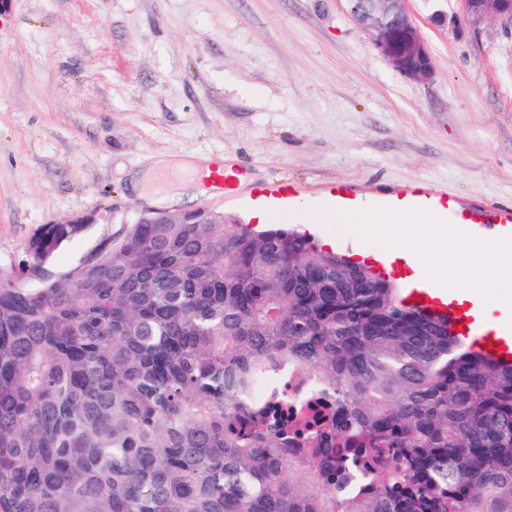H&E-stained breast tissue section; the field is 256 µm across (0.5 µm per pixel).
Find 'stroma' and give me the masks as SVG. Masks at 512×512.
<instances>
[{"label":"stroma","instance_id":"1","mask_svg":"<svg viewBox=\"0 0 512 512\" xmlns=\"http://www.w3.org/2000/svg\"><path fill=\"white\" fill-rule=\"evenodd\" d=\"M434 66L395 71L343 0H11L0 13V268L47 224L86 213L55 254L67 272L148 209L134 173L164 156L239 169L234 194L192 207L244 220L256 189L291 206L346 189L382 206L414 188L450 199L470 233L512 209V23H449L461 0H409ZM316 244L366 260L375 245L332 224Z\"/></svg>","mask_w":512,"mask_h":512}]
</instances>
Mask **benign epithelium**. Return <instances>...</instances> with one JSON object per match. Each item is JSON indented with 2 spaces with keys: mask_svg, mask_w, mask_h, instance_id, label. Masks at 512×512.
<instances>
[{
  "mask_svg": "<svg viewBox=\"0 0 512 512\" xmlns=\"http://www.w3.org/2000/svg\"><path fill=\"white\" fill-rule=\"evenodd\" d=\"M347 10L391 67L400 74L426 83L433 66L421 33L411 19L407 0H346ZM463 20L470 24L486 19L512 22V0H462ZM188 212L145 211L140 221L181 224Z\"/></svg>",
  "mask_w": 512,
  "mask_h": 512,
  "instance_id": "7a95c632",
  "label": "benign epithelium"
}]
</instances>
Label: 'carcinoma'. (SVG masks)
<instances>
[{"instance_id":"obj_1","label":"carcinoma","mask_w":512,"mask_h":512,"mask_svg":"<svg viewBox=\"0 0 512 512\" xmlns=\"http://www.w3.org/2000/svg\"><path fill=\"white\" fill-rule=\"evenodd\" d=\"M81 229L0 269V512H512V366L448 318L227 218L129 224L27 285Z\"/></svg>"}]
</instances>
